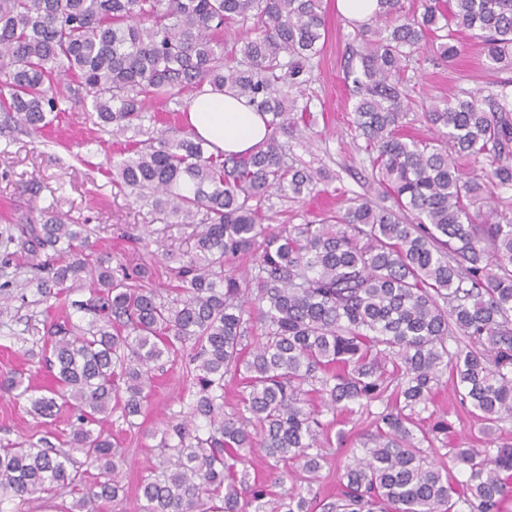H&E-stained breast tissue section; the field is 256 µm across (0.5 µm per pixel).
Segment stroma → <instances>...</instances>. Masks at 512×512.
I'll return each instance as SVG.
<instances>
[{"mask_svg":"<svg viewBox=\"0 0 512 512\" xmlns=\"http://www.w3.org/2000/svg\"><path fill=\"white\" fill-rule=\"evenodd\" d=\"M323 8L328 40L320 57L310 62L301 87L302 100L311 103V116L304 134L289 139L288 158L307 168L326 169L333 180L324 185L319 195L300 201L277 193L270 196L262 211L266 223L274 226L317 223L344 210L353 194H375L368 182V155L352 127L354 99L351 84L345 79L353 27L339 13L336 0H323ZM459 41L463 50L449 65L434 63L423 48L413 54L408 72L413 108L404 120V129L415 138L432 135L424 116L430 103L454 100L463 90L485 96L500 90L508 77L507 72L488 67L483 45L473 32L463 31ZM61 90L67 99L65 110L43 136L26 134L0 112V229L14 223L21 214L54 207L75 223L93 228L95 253L111 256L116 264L146 263L155 284L172 288L174 281L156 243L162 239L169 247L190 249L195 227L169 223L164 215L113 186L112 160L127 149L128 139L110 138L98 143L90 96L70 82L62 83ZM30 278L31 272L22 261L0 264V284H9L15 295L8 313L0 316V445L37 439L49 432L65 436L72 421L66 410L52 420L35 415L25 400L15 398L3 386L6 379L20 371L31 373L36 387L49 383L47 368L32 356L31 350L65 311L39 303ZM185 363L181 356L158 372L138 427H127L114 415L101 424L105 432L121 442L125 462L117 477L128 498L137 497L142 476L159 462L153 431L162 429L184 408L190 385ZM440 415L447 419L450 429L432 436L426 453L429 460L459 480L463 474L453 462L452 451L483 447L482 422L470 407L461 404L447 379L435 387L422 418L429 425ZM372 420V414L363 409L338 418L331 433L334 449L319 473L321 494L335 493L344 449L365 442L374 429Z\"/></svg>","mask_w":512,"mask_h":512,"instance_id":"obj_1","label":"stroma"}]
</instances>
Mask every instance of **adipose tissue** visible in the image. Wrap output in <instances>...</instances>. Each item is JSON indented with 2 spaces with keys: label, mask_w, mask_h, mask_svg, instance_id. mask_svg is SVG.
I'll list each match as a JSON object with an SVG mask.
<instances>
[{
  "label": "adipose tissue",
  "mask_w": 512,
  "mask_h": 512,
  "mask_svg": "<svg viewBox=\"0 0 512 512\" xmlns=\"http://www.w3.org/2000/svg\"><path fill=\"white\" fill-rule=\"evenodd\" d=\"M185 119L216 152L243 155L267 135L262 117L229 93L206 91L193 95L187 102Z\"/></svg>",
  "instance_id": "ef3b65f1"
}]
</instances>
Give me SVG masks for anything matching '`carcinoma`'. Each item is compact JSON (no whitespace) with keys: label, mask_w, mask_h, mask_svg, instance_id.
I'll use <instances>...</instances> for the list:
<instances>
[{"label":"carcinoma","mask_w":512,"mask_h":512,"mask_svg":"<svg viewBox=\"0 0 512 512\" xmlns=\"http://www.w3.org/2000/svg\"><path fill=\"white\" fill-rule=\"evenodd\" d=\"M322 0H0V112L39 133L63 111L72 78L92 97L98 131L140 135L152 104L178 102L208 84L266 116L252 152L214 154L185 128L133 142L112 162V182L165 214L199 224L191 250L164 248L175 296L150 268L112 266L86 253L93 234L51 209L0 231V262L30 261L41 301L82 313L43 343L54 387L43 394L12 376L7 387L51 419L72 413L68 439L0 446V512L28 496L64 490L74 509L102 512L124 493L112 478L118 441L95 430L115 409L129 427L142 413L163 359L192 350L187 412L160 431L166 452L143 476L135 512H498L512 495V448H457L451 479L427 461L418 420L450 375L487 430L512 422V98L470 92L434 103L435 136L407 135L404 79L426 38L436 59L459 54L456 34L477 31L487 64L512 70V0H379L355 26L346 79L355 130L372 154L382 203L348 199L318 224L262 223L274 191L314 193L321 172L285 160L280 137L296 131L306 66L328 37ZM243 28L233 58L224 33ZM485 161L465 173L461 162ZM391 205H386V202ZM248 256L238 275L230 261ZM87 291L84 300L70 296ZM261 333L252 335L253 323ZM241 377L238 406L224 413V380ZM353 407L383 409L348 462L336 496L313 491L335 421ZM271 482L249 479L255 450ZM99 470L89 476L73 452ZM295 472L307 491L273 487Z\"/></svg>","instance_id":"cac0c4a2"}]
</instances>
